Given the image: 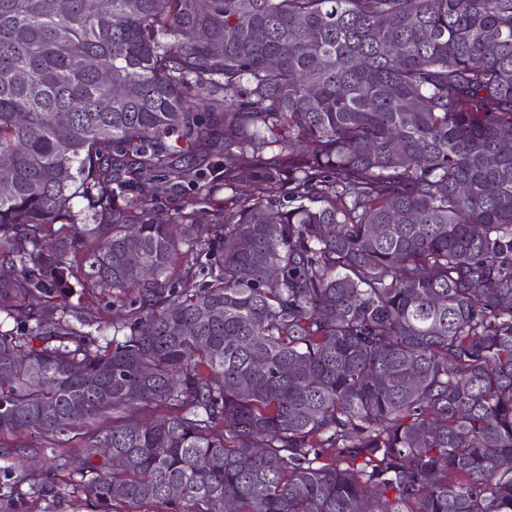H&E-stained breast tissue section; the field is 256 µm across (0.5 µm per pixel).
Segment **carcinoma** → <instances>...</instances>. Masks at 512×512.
Here are the masks:
<instances>
[{
	"instance_id": "obj_1",
	"label": "carcinoma",
	"mask_w": 512,
	"mask_h": 512,
	"mask_svg": "<svg viewBox=\"0 0 512 512\" xmlns=\"http://www.w3.org/2000/svg\"><path fill=\"white\" fill-rule=\"evenodd\" d=\"M2 155L0 485L512 512V0H0ZM161 179L250 191L183 238ZM125 301L124 296H117L116 294L106 291L104 293L96 292L94 294H85L80 298L81 306L84 307L85 312L92 316L108 318L112 309V302L116 305L122 304Z\"/></svg>"
}]
</instances>
